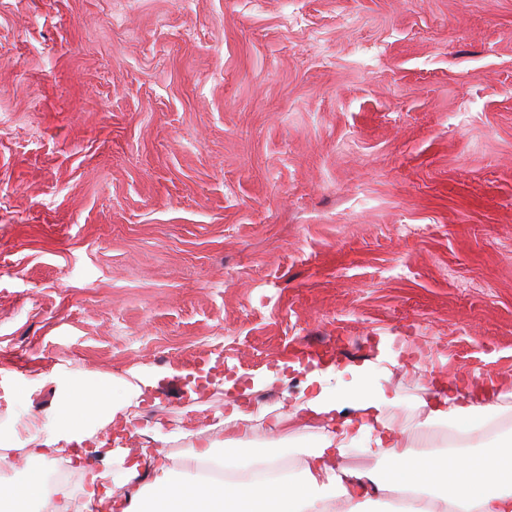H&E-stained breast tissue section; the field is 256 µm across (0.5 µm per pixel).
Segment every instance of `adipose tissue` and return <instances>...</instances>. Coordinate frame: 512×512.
<instances>
[{
  "label": "adipose tissue",
  "mask_w": 512,
  "mask_h": 512,
  "mask_svg": "<svg viewBox=\"0 0 512 512\" xmlns=\"http://www.w3.org/2000/svg\"><path fill=\"white\" fill-rule=\"evenodd\" d=\"M117 386L129 397L140 391L138 384L84 372L81 387L60 402L52 436H40V422L31 421L24 483L0 478L6 512H34V505L49 503L43 473L55 461L58 442L81 445L93 439L122 406L113 395ZM399 403V396L380 387L347 399L319 387L276 423L285 442L292 441L295 424L320 428L294 469L247 456L251 414L239 403L224 419L232 437L219 446L191 449L188 465L175 467L169 455L143 448H106L101 456L133 488L122 512H372L378 492L386 493L388 512H512L511 405L499 398L474 400L456 383L434 379L414 402L425 430L406 441L393 413ZM353 449L376 461V468L351 467L347 458ZM201 461L236 466L244 476L225 482L209 478L197 467ZM108 468L64 494L54 512H96L111 496Z\"/></svg>",
  "instance_id": "obj_1"
}]
</instances>
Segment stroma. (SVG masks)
Here are the masks:
<instances>
[{"label":"stroma","instance_id":"stroma-1","mask_svg":"<svg viewBox=\"0 0 512 512\" xmlns=\"http://www.w3.org/2000/svg\"><path fill=\"white\" fill-rule=\"evenodd\" d=\"M403 336L512 374V0H0V425L139 375L180 466L247 388L296 465L293 348L414 428Z\"/></svg>","mask_w":512,"mask_h":512}]
</instances>
